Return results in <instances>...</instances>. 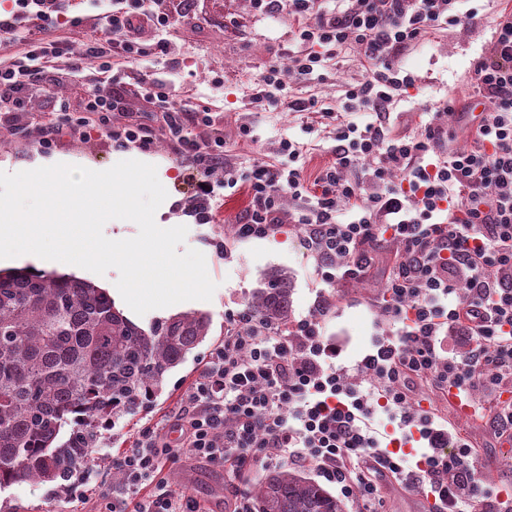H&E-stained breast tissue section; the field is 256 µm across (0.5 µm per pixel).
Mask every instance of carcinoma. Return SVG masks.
Wrapping results in <instances>:
<instances>
[{"instance_id": "1", "label": "carcinoma", "mask_w": 512, "mask_h": 512, "mask_svg": "<svg viewBox=\"0 0 512 512\" xmlns=\"http://www.w3.org/2000/svg\"><path fill=\"white\" fill-rule=\"evenodd\" d=\"M292 292L290 273L272 269L247 310L286 326ZM210 331V318L194 312L146 331L91 281L0 270V488L72 477L105 421L141 412ZM72 423V436L58 442ZM252 499L256 512H345L342 500L288 467L266 475Z\"/></svg>"}]
</instances>
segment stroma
<instances>
[{
  "label": "stroma",
  "mask_w": 512,
  "mask_h": 512,
  "mask_svg": "<svg viewBox=\"0 0 512 512\" xmlns=\"http://www.w3.org/2000/svg\"><path fill=\"white\" fill-rule=\"evenodd\" d=\"M505 5V0H459L458 12L476 10L475 20L429 31L398 56L399 65L418 81L416 88L391 108L390 123L397 131L419 133L428 113L449 102L459 113L453 144L470 146L464 131L465 113L478 101L472 65L487 46L493 20ZM161 36L171 44L169 55L147 56L127 66L126 107L149 117L153 106L141 94L140 85L159 78L171 89L170 106L206 107L215 113L218 133L224 139L225 166L213 170L209 181L219 183L225 169L244 171L257 159L279 161L277 149L284 138L305 145L307 173H315L331 160L336 147L331 126H308L304 114L288 111L281 103L257 107L251 102V85L264 67L287 66L290 56L300 49L292 39L287 18L259 12L251 0H185L165 33L144 21L135 32L136 40L145 46ZM94 74L87 66L74 76L64 68L48 71L44 92L27 100L22 120L0 123V171L31 170L37 161L52 159L96 171L127 159L154 165L168 192L156 220L187 227L185 244L204 254L217 288L211 300L155 309L137 317L136 322L146 328L170 315L202 312L211 319V334L170 374L163 394L149 411L118 419L115 428L103 435L99 447L91 451L86 470L94 479L84 485L82 495L60 490L54 483L22 482L0 489V512H103L112 491L120 487L112 478L113 453L129 447L140 423L166 424L214 346L223 340L229 316L245 310L252 291L270 269L285 268L293 275V319L309 315L318 297L332 298L334 307L322 331L340 347L337 362L347 369H354L375 337L394 327L380 304L385 276L400 258V246L394 240L386 238L373 246L368 276L334 288L325 282L314 257L307 254L302 231L290 219L306 206V199L285 198L280 224L264 237L240 240L235 226L249 206L247 189H229L223 196L201 199L195 169L163 138H155L150 147L141 149L116 146L104 133L94 132L82 140L64 134L51 148H43V126L57 120L62 111L78 107L85 90L94 86ZM363 75L358 51L351 48L313 76L289 81L286 90L337 107L346 84ZM411 388L422 408L432 409L451 433L472 446L468 463L477 470L484 488L512 492V449L505 448L487 420L462 415L444 393L431 390L427 381L414 380ZM265 473V468L257 466L235 476L225 472L223 465L183 454L166 463L159 478L175 495L194 496L204 512H224V499L233 487L251 490Z\"/></svg>",
  "instance_id": "stroma-1"
}]
</instances>
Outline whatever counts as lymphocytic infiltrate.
<instances>
[{"instance_id":"1","label":"lymphocytic infiltrate","mask_w":512,"mask_h":512,"mask_svg":"<svg viewBox=\"0 0 512 512\" xmlns=\"http://www.w3.org/2000/svg\"><path fill=\"white\" fill-rule=\"evenodd\" d=\"M164 2L112 0L98 37L84 50L109 91H88L78 109L45 130L44 147H52L62 130L78 138L104 132L122 147L150 145L153 133L128 114L122 78L108 60L119 56L129 63L146 55L132 35L133 14L166 28L171 13ZM328 2L253 0L262 13L286 15L293 40L306 47L288 68L265 67L253 100L264 104L284 90L285 77L312 75L331 56L359 48L365 74L347 85L341 111L312 98L288 103L289 111L335 121L332 160L307 177L299 164L302 146L285 138L280 162L258 159L245 172L226 170L224 185L248 188L250 206L237 224L242 239L267 235L281 220L284 197L311 198L292 220L330 284L363 276L369 248L386 237L397 241L401 259L388 273L383 295L396 327L358 361L365 378L354 381L322 334L329 298L288 328L267 326L244 311L231 316L223 342L167 424L139 426L129 448L113 457L124 485L113 492L106 512H201L192 496L174 497L157 479L183 453L235 474L248 465L283 461L313 467L357 512H372L383 477L423 488L437 512H512V495H493L482 486L467 462L468 445H452L431 411L422 412L417 424L408 420L414 403L409 383L426 379L441 391L456 387L462 403L488 416L498 434L512 433V12L499 14L484 55L473 65L485 101L479 122L468 128L474 146L443 153L440 144L455 134L449 113H434L415 137L391 131V105L417 81L397 57L428 30L474 18V11L456 14L458 0H346L342 9ZM57 14L69 27L82 22L62 12L60 0H14L0 17V34L22 46L15 61L0 65L5 115L43 91L45 62L70 66L63 40L31 39L21 28ZM144 96L158 108L156 131L199 172L223 164V139L202 142L196 134L214 125L209 109L168 106L161 80L150 82ZM367 109L373 122L352 120V113ZM350 171L356 179H347ZM450 335L464 342V355L446 349ZM478 388L486 393L481 403L471 397ZM379 412L395 422L402 438L420 432L427 450L418 460L388 451L374 434L370 421Z\"/></svg>"}]
</instances>
